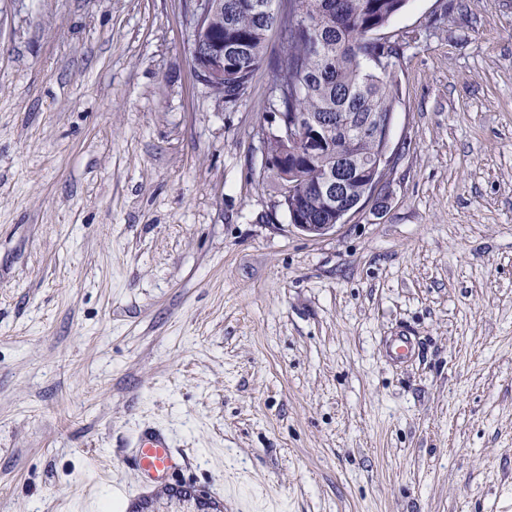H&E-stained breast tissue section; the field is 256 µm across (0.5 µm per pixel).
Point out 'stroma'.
Wrapping results in <instances>:
<instances>
[{
  "mask_svg": "<svg viewBox=\"0 0 512 512\" xmlns=\"http://www.w3.org/2000/svg\"><path fill=\"white\" fill-rule=\"evenodd\" d=\"M391 28L395 162L312 237L182 0H0V512L153 496L144 423L221 512H512V0ZM130 450L122 454L119 465L138 471L143 480L150 484H164L176 490L186 485L174 482V475L185 462L183 455L173 447L169 434L154 425L139 428L130 439ZM183 462V463H182Z\"/></svg>",
  "mask_w": 512,
  "mask_h": 512,
  "instance_id": "1",
  "label": "stroma"
}]
</instances>
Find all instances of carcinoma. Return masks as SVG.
Wrapping results in <instances>:
<instances>
[{"label": "carcinoma", "instance_id": "carcinoma-1", "mask_svg": "<svg viewBox=\"0 0 512 512\" xmlns=\"http://www.w3.org/2000/svg\"><path fill=\"white\" fill-rule=\"evenodd\" d=\"M223 7L213 15L207 39L224 41V46L241 41L242 59H227L235 66L211 92L224 98L227 109L235 108L250 94L256 71L266 65L277 79L288 71L294 90L288 97L269 101L272 112H323L331 125L342 123L338 132L342 151L359 162L377 153L378 144L369 135L357 136L353 126L362 112H392L399 99L393 72L372 64L376 54L399 57L408 40L373 38L385 29L408 0H288L308 17L314 29H276V0H221ZM279 35L275 57L266 60L265 44L270 34ZM302 182L295 193H283L288 204L308 224H328L335 218L333 205L318 187L321 179L336 170V152H322L298 159Z\"/></svg>", "mask_w": 512, "mask_h": 512}]
</instances>
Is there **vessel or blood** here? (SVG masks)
<instances>
[{"label": "vessel or blood", "mask_w": 512, "mask_h": 512, "mask_svg": "<svg viewBox=\"0 0 512 512\" xmlns=\"http://www.w3.org/2000/svg\"><path fill=\"white\" fill-rule=\"evenodd\" d=\"M183 456L174 448L169 434L163 429L146 425L132 436L128 452L119 458L120 466L138 471L150 484L171 485L181 468Z\"/></svg>", "instance_id": "1"}]
</instances>
